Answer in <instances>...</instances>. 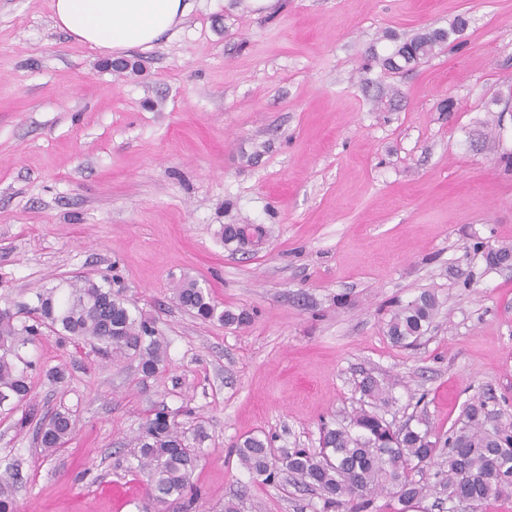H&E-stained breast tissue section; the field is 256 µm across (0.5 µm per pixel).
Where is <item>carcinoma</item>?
Wrapping results in <instances>:
<instances>
[{
    "mask_svg": "<svg viewBox=\"0 0 512 512\" xmlns=\"http://www.w3.org/2000/svg\"><path fill=\"white\" fill-rule=\"evenodd\" d=\"M457 19L449 29L419 34L399 45L382 60V66L396 73L401 66L414 67L447 45L453 35L464 30ZM474 249L483 251L487 266L496 267L512 255V247L493 248L479 241ZM37 303L0 308V408L8 402L25 405L15 427L22 430L34 422L37 442L54 453L63 447L73 431L67 409L52 415L39 414V404L31 397L30 375L37 364L23 355L46 330L62 341H90L106 355L132 356L146 378L160 373L164 348L154 322L133 314L122 289L81 278L65 288H45L36 293ZM179 305L201 319L216 318L226 324L245 325L248 313L217 312L209 293L194 281L176 288ZM437 301L430 294L401 306L388 323V335L400 347L411 348L432 324ZM367 406L354 411L345 427L323 429L322 448L317 453L296 449L277 457L272 439L248 436L234 445L235 455L251 477L268 483L286 474L303 487L315 491L326 509L334 512H370L374 497L386 492L400 505L398 512H412L426 497L427 486L414 480L412 472L434 463L438 445L448 449V470L442 484L448 500L468 503L477 510L488 499L512 493V426L492 423L493 413L480 396L464 409L461 426L440 441L426 431L408 424L395 428L377 409L389 404V391L373 377L360 385ZM207 439L202 425L187 428L177 415L161 409L147 417L131 441L130 455L135 471L145 478L149 497L157 512H169L179 503L192 508L187 498L194 487L193 473L203 455Z\"/></svg>",
    "mask_w": 512,
    "mask_h": 512,
    "instance_id": "cac0c4a2",
    "label": "carcinoma"
}]
</instances>
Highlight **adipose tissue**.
<instances>
[{"instance_id":"1","label":"adipose tissue","mask_w":512,"mask_h":512,"mask_svg":"<svg viewBox=\"0 0 512 512\" xmlns=\"http://www.w3.org/2000/svg\"><path fill=\"white\" fill-rule=\"evenodd\" d=\"M58 27L115 56L152 49L189 13L188 0H53Z\"/></svg>"}]
</instances>
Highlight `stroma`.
I'll list each match as a JSON object with an SVG mask.
<instances>
[{
  "label": "stroma",
  "instance_id": "stroma-1",
  "mask_svg": "<svg viewBox=\"0 0 512 512\" xmlns=\"http://www.w3.org/2000/svg\"><path fill=\"white\" fill-rule=\"evenodd\" d=\"M190 2L114 71L55 26L53 0H0V306L116 277L166 350L146 380L49 332L27 347L37 403L70 408L74 432L45 456L0 415V498L19 512H154L125 461L154 409L209 433L193 512H323L230 449L319 450L367 376L397 427L447 433L476 395L512 421V270L473 249L512 246V0ZM460 16V45L385 73L396 46ZM228 224L258 237L226 240ZM187 278L252 322L184 311ZM424 293L431 329L396 346L387 321ZM57 365L65 383L43 374Z\"/></svg>",
  "mask_w": 512,
  "mask_h": 512
}]
</instances>
